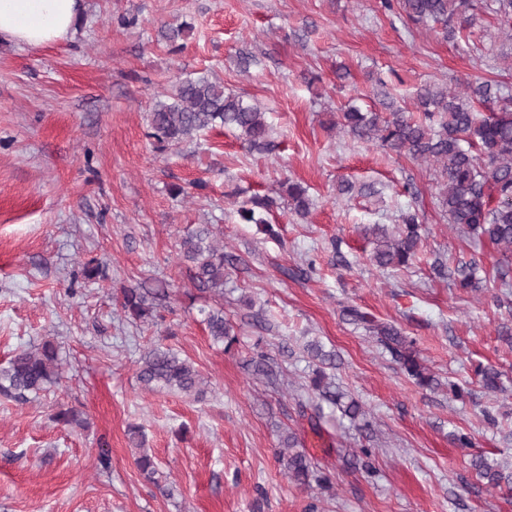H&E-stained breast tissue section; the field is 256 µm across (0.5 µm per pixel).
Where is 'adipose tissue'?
Here are the masks:
<instances>
[{"mask_svg":"<svg viewBox=\"0 0 512 512\" xmlns=\"http://www.w3.org/2000/svg\"><path fill=\"white\" fill-rule=\"evenodd\" d=\"M82 11V0H0V39L34 48L61 41Z\"/></svg>","mask_w":512,"mask_h":512,"instance_id":"adipose-tissue-1","label":"adipose tissue"}]
</instances>
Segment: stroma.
I'll return each mask as SVG.
<instances>
[{"label": "stroma", "mask_w": 512, "mask_h": 512, "mask_svg": "<svg viewBox=\"0 0 512 512\" xmlns=\"http://www.w3.org/2000/svg\"><path fill=\"white\" fill-rule=\"evenodd\" d=\"M66 40L32 48L0 40V363L52 341L63 372L55 393L26 404L0 396V512H512V491L479 480L475 457L512 465V287L496 277L499 249L444 217L429 165L385 154L333 129L341 108L382 111L417 89L499 80L512 50L490 13L457 41L409 23L380 0H83ZM190 23L183 49L161 29ZM345 78H337L338 68ZM207 73L258 103L276 150L249 153L217 129L156 152L145 119L156 96ZM375 195L342 194L341 180ZM306 187L299 218L284 181ZM275 197L274 234L240 223L253 195ZM413 208L422 241L411 265L380 268L366 225L394 227ZM212 224L225 253L224 316L232 347L203 322L209 294L178 259L186 228ZM104 275L85 279L82 264ZM486 272L481 290L454 287L457 266ZM166 280L163 323H132L115 298ZM350 306L413 339L435 383L415 384L395 356L342 314ZM335 352L327 375L373 420L365 437L310 387L305 346ZM162 342L209 383L203 400L149 392L138 360ZM265 357L277 382L254 374ZM502 371L483 389L478 366ZM468 389L455 399L448 382ZM82 412L85 426L53 420ZM140 427L167 488L140 474L130 427ZM295 431L330 489L304 487L280 464ZM473 436L460 448L453 433ZM373 450L375 475L351 462Z\"/></svg>", "instance_id": "35a3bbf8"}]
</instances>
